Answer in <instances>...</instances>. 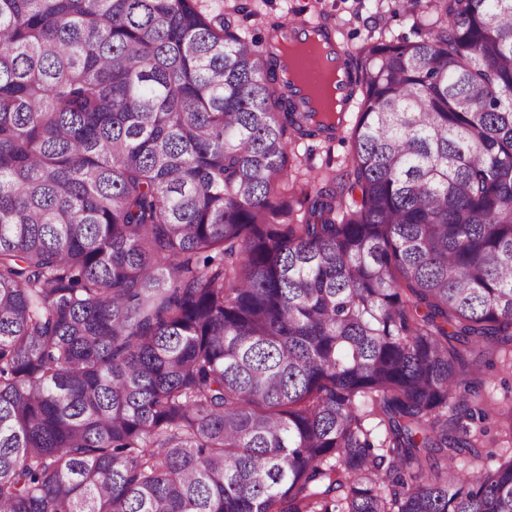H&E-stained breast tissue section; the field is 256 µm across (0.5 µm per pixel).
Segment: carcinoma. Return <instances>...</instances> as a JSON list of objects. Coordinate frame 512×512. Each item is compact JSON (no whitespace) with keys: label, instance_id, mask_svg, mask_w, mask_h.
I'll list each match as a JSON object with an SVG mask.
<instances>
[{"label":"carcinoma","instance_id":"cac0c4a2","mask_svg":"<svg viewBox=\"0 0 512 512\" xmlns=\"http://www.w3.org/2000/svg\"><path fill=\"white\" fill-rule=\"evenodd\" d=\"M287 21L0 0V512H512L461 424L512 346V0H428L329 114ZM345 137V140H341ZM350 140L346 133L338 134L336 139L330 143L320 142L318 140L302 143L299 146V154L302 157L300 182H305L308 177L327 173L326 162L329 158L328 149L330 148L331 158L334 160L333 168L348 156L350 152ZM304 154L308 155L305 159ZM337 162V164H336Z\"/></svg>","mask_w":512,"mask_h":512}]
</instances>
